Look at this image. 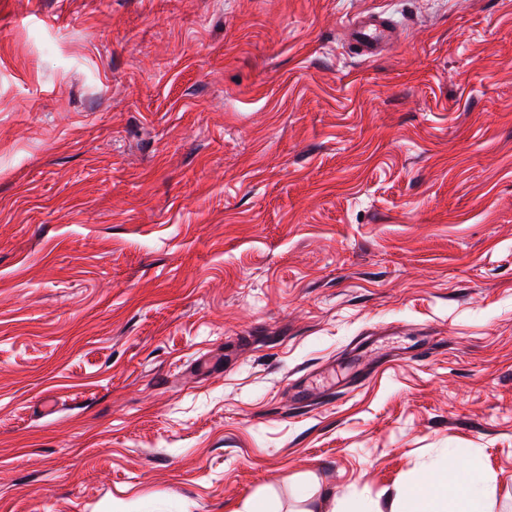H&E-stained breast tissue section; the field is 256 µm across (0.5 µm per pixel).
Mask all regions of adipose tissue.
Returning a JSON list of instances; mask_svg holds the SVG:
<instances>
[{
  "mask_svg": "<svg viewBox=\"0 0 512 512\" xmlns=\"http://www.w3.org/2000/svg\"><path fill=\"white\" fill-rule=\"evenodd\" d=\"M397 512H485L484 489L475 480L452 483L432 475L400 497Z\"/></svg>",
  "mask_w": 512,
  "mask_h": 512,
  "instance_id": "1",
  "label": "adipose tissue"
}]
</instances>
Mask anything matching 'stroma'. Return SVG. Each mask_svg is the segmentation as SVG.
I'll return each instance as SVG.
<instances>
[{
    "mask_svg": "<svg viewBox=\"0 0 512 512\" xmlns=\"http://www.w3.org/2000/svg\"><path fill=\"white\" fill-rule=\"evenodd\" d=\"M456 459L512 512V0H0V512H391ZM346 42L355 55L370 60L378 57L393 41L391 19L383 12H366L350 17L342 24Z\"/></svg>",
    "mask_w": 512,
    "mask_h": 512,
    "instance_id": "obj_1",
    "label": "stroma"
}]
</instances>
